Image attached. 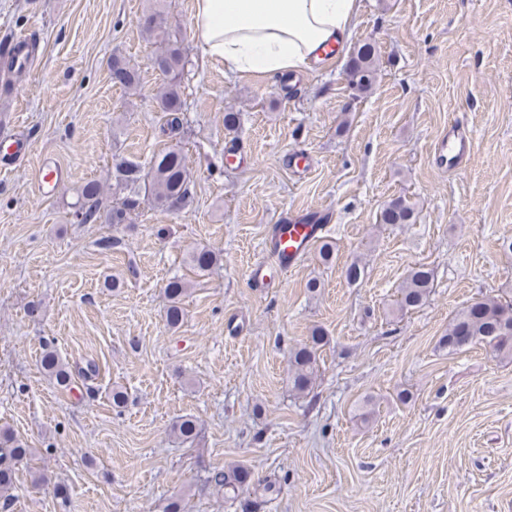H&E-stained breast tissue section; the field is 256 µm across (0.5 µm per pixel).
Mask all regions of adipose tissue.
I'll return each instance as SVG.
<instances>
[{
	"instance_id": "obj_1",
	"label": "adipose tissue",
	"mask_w": 512,
	"mask_h": 512,
	"mask_svg": "<svg viewBox=\"0 0 512 512\" xmlns=\"http://www.w3.org/2000/svg\"><path fill=\"white\" fill-rule=\"evenodd\" d=\"M360 9V0H195L192 29L225 72L274 78L344 46Z\"/></svg>"
}]
</instances>
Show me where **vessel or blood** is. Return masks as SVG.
Wrapping results in <instances>:
<instances>
[{
  "label": "vessel or blood",
  "mask_w": 512,
  "mask_h": 512,
  "mask_svg": "<svg viewBox=\"0 0 512 512\" xmlns=\"http://www.w3.org/2000/svg\"><path fill=\"white\" fill-rule=\"evenodd\" d=\"M472 152V136L462 125L449 124L437 138L432 159L443 170L455 171L466 166ZM329 217L321 211L291 213L277 224L266 243L265 260L253 265L250 278L255 287L269 289L292 271L320 242L327 231Z\"/></svg>",
  "instance_id": "b4317fda"
}]
</instances>
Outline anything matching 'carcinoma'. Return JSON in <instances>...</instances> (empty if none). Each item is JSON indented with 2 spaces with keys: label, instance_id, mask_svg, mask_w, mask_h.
<instances>
[{
  "label": "carcinoma",
  "instance_id": "carcinoma-1",
  "mask_svg": "<svg viewBox=\"0 0 512 512\" xmlns=\"http://www.w3.org/2000/svg\"><path fill=\"white\" fill-rule=\"evenodd\" d=\"M164 0H156L155 8L147 15L142 26L143 32L159 40L160 49L155 59L160 62L158 69L163 84L156 95L160 111L166 113L162 128L165 134L174 135L182 127V101L180 80L184 69V56L178 33L171 30L165 21ZM378 48L366 42L354 52L348 66L349 84L359 93L369 91L376 80ZM108 68L116 74V84L125 90H136L141 86L139 69L126 57L112 55ZM119 182L132 185L142 191L160 207H185L189 200L190 174L186 156L177 148H165L150 162L144 172L134 163H121L115 169ZM104 190L100 183L88 181L81 188L79 202L74 213L81 224H91L101 218ZM137 205V199L129 197L113 205L108 211L111 224H124L128 215ZM416 209L402 196L389 200L380 211L381 224H412ZM434 276L431 270L420 265L412 268L401 287L399 308L402 311L420 307L432 291ZM185 284L177 277L169 280L166 294L169 304L165 312L168 326H178L183 318L181 297ZM326 344L322 331L316 329L307 340L292 347L289 352L291 389L299 394L311 390L316 377L319 352ZM439 345L456 354L464 348L480 345L500 358H512V300L495 296L482 297L458 311L448 322V331L439 340ZM41 365L45 373L56 384L69 389L78 379L88 381L96 376L98 367L89 361L86 367L71 369L58 356L52 345L47 344L42 352ZM176 436L184 442H192L199 432L198 423L191 417L181 418L173 427ZM30 449L14 434L0 432V509L10 508L9 489L13 484L14 465L23 460ZM250 479V471L242 466H230L214 471L208 481L235 498L244 491Z\"/></svg>",
  "mask_w": 512,
  "mask_h": 512
}]
</instances>
